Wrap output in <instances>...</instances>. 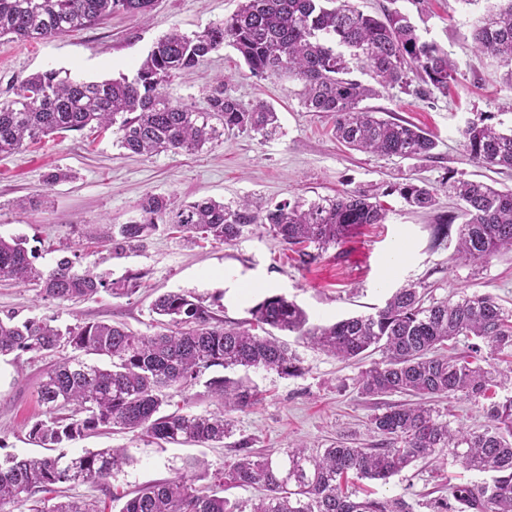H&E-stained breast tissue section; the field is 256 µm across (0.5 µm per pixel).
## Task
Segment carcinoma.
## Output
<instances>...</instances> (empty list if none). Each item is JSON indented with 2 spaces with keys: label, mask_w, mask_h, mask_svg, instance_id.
Listing matches in <instances>:
<instances>
[{
  "label": "carcinoma",
  "mask_w": 512,
  "mask_h": 512,
  "mask_svg": "<svg viewBox=\"0 0 512 512\" xmlns=\"http://www.w3.org/2000/svg\"><path fill=\"white\" fill-rule=\"evenodd\" d=\"M474 28L476 52L493 59L512 82V0H487ZM154 0H0V37L49 39L98 25L123 12L144 16ZM232 46L250 74L301 84L304 106L329 112L336 138L348 147L381 156L427 159L436 148L433 136L412 124L376 116L360 103L376 86L395 87L416 74L425 88L448 95L456 64L448 51L424 40L400 11L387 8L371 16L350 0H241L236 12L191 36L171 31L160 38L133 79L80 81L56 70L29 75L13 88L14 98L0 102V154L20 151L28 141L60 131H81L91 122L118 125L119 143L133 154L197 151L224 131L272 138L280 131L277 112L264 102L244 106L219 81L206 107L172 99L166 92L175 77L194 71L211 53ZM370 75L375 85L350 77L352 68ZM468 159L486 168H512V131L470 123L462 131ZM461 201L458 215L433 225L434 243L451 235L456 218L455 254L464 262H485L512 251V190L459 179L440 186L406 182L395 188L410 206L435 205L441 189ZM139 217L114 227L105 225L101 241L122 252L139 246L158 224L225 244L246 224H263L288 245L303 265L317 262L348 231L361 224H381L386 208L365 190H347L332 198L282 201L264 206L247 197L235 205L211 198L171 209V200L147 194ZM27 240L0 238V277L38 289L44 299L60 302L90 298L104 290L115 298L136 292L140 272L107 282L94 269L75 268L63 259L45 272L34 264ZM161 330L139 335L109 323L93 322L61 330L43 317L23 321L0 318V356L22 351L61 352L38 386L44 418L28 431V441L42 448L116 430L139 431L158 445L224 443L234 435L233 411L256 406L260 393L249 379L214 375L205 381L217 410L201 414L167 412L170 391L187 388L218 368L274 370L299 377L304 365L272 330L296 334L306 344L341 361H358L380 352V362L360 372L355 384L364 396L404 393L416 403L392 404L371 418L382 437L376 448L332 444L311 449L287 448L282 456H258L241 438L234 457L209 473L194 460L175 477L134 491L120 512H417L403 497L353 499L343 483L359 479L389 481L418 460L451 451L467 471L489 479L448 488V496L428 500L431 512H512V396L492 401L487 423L479 428L440 419L425 400L458 396L487 398L498 380L512 373V312L493 297L473 293L425 303L414 286L399 288L385 305L368 315L331 325L310 323L307 313L282 294L265 297L249 309L251 318L227 325L190 293L169 291L151 303ZM476 338L468 352L457 351L459 338ZM508 358L506 367L484 368L474 361L481 344ZM133 463L126 448L85 450L40 458L9 455L0 459V512L32 503L36 512H102L98 502L67 496L48 508L39 494L59 484L106 485ZM234 487H255L263 495L248 505L221 495Z\"/></svg>",
  "instance_id": "1"
}]
</instances>
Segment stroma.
<instances>
[{
  "label": "stroma",
  "mask_w": 512,
  "mask_h": 512,
  "mask_svg": "<svg viewBox=\"0 0 512 512\" xmlns=\"http://www.w3.org/2000/svg\"><path fill=\"white\" fill-rule=\"evenodd\" d=\"M390 1L414 19L424 40L448 50L457 63V77L444 95L421 94L422 82L415 77L409 86L379 89L363 105L382 118L429 131L437 142L432 158L403 159L347 148L337 141L329 113L305 108L298 82L252 77L234 48H221L190 76L174 79L168 93L202 108L216 79L228 77L229 93L244 106L260 101L273 106L281 126L275 138L230 131L193 154L136 155L119 147V133L113 127L102 133L55 135L0 155V237H26L36 265L45 271L66 258L79 269L96 266L111 280L131 271L144 274L131 297L103 292L63 303L42 299L30 286L0 280V317H43L62 329L106 322L150 335L156 330L151 302L161 293L181 291L202 297L218 318L229 323L248 319L250 308L264 297L283 294L308 313L311 323L328 325L371 313L397 288L409 284L423 288L429 302L452 294H489L512 310V252L485 262L455 261L452 242L437 246L432 240L439 216L458 211L454 195L439 194L434 207L420 210L394 191L410 179L437 185L460 178L512 190V170L488 169L470 161L462 146V131L472 122L512 130V84L492 59L475 55L472 48L471 34L483 9L465 7L461 0H427L421 13L412 0H351L370 15L380 14ZM238 5L239 0H156L145 19L117 13L103 24L67 36L37 41L1 37L0 100L9 98L11 87L28 75L48 69L87 81L134 77L154 43L171 28L187 34L203 31ZM58 170L67 173V180L47 186V175ZM353 189L381 194L387 208L384 223L351 228L341 244L328 248L309 266L301 265L258 224L246 225L234 242L196 246L161 224L140 247L120 255L96 238L99 225L123 224L136 217L137 204L148 194L170 197L178 204L212 198L232 205L249 197L273 205ZM29 198L34 206L19 209L18 201ZM279 338L302 358L305 373L285 379L272 371H248L265 399L255 408L233 413L237 437L250 439L253 450L262 453L298 443L311 448H325L337 440L350 447L377 443L369 420L396 398L362 396L354 380L380 361V353L342 362L307 347L295 334L283 332ZM54 361L45 353L0 356V457L42 455V448L29 444L27 431L43 416L37 387ZM87 448H125L134 457L133 465L109 480L118 494L173 478L187 459H200L214 471L232 456L219 444L160 446L137 432L64 445L71 456ZM483 479V474L463 470L451 458L444 464L419 461L388 483L362 480L348 490L359 496L370 492L378 498L424 501L435 486Z\"/></svg>",
  "instance_id": "obj_1"
}]
</instances>
